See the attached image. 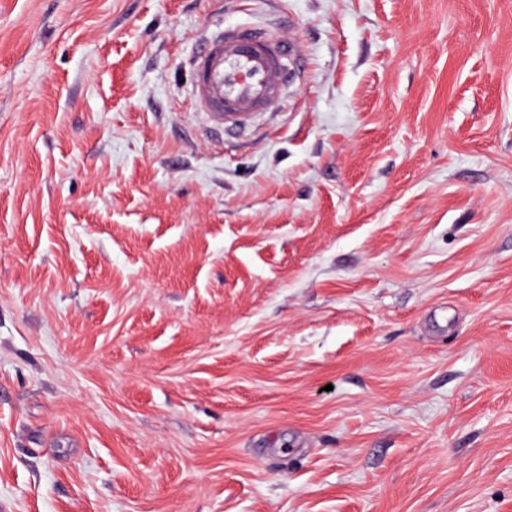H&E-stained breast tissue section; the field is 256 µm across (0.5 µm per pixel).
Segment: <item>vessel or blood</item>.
<instances>
[{
  "label": "vessel or blood",
  "instance_id": "obj_1",
  "mask_svg": "<svg viewBox=\"0 0 512 512\" xmlns=\"http://www.w3.org/2000/svg\"><path fill=\"white\" fill-rule=\"evenodd\" d=\"M288 49L256 27L213 34L191 64L192 95L209 123L241 132L257 114L273 111L285 86Z\"/></svg>",
  "mask_w": 512,
  "mask_h": 512
}]
</instances>
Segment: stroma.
<instances>
[{"label":"stroma","instance_id":"35a3bbf8","mask_svg":"<svg viewBox=\"0 0 512 512\" xmlns=\"http://www.w3.org/2000/svg\"><path fill=\"white\" fill-rule=\"evenodd\" d=\"M0 512H512V0H0ZM288 49L256 27L213 34L191 63L192 95L209 123L241 132L257 114L272 112L285 86Z\"/></svg>","mask_w":512,"mask_h":512}]
</instances>
